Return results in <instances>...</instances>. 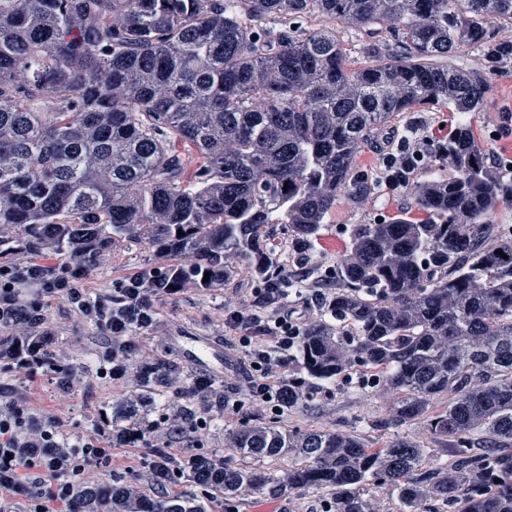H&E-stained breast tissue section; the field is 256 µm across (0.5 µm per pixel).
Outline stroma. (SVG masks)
I'll list each match as a JSON object with an SVG mask.
<instances>
[{"label":"stroma","mask_w":512,"mask_h":512,"mask_svg":"<svg viewBox=\"0 0 512 512\" xmlns=\"http://www.w3.org/2000/svg\"><path fill=\"white\" fill-rule=\"evenodd\" d=\"M488 76V105L471 120L474 135L485 155L496 156L500 164L512 163V133L498 131L496 120L503 108L512 109V66L491 67ZM458 113L444 108L415 109L404 113L396 125L375 134L357 155L354 166L365 183L364 192L343 198L327 218L317 240L307 247L310 261L303 277L290 279L284 303L298 320L313 322L320 316L319 309L310 307L313 283H336V265L349 246V230L354 224L388 222L403 217L415 223L425 222L427 216L413 204L411 190L396 194L389 192L380 181L383 168L382 151L387 141L418 127L421 135L432 142L447 139L458 124ZM153 250L132 240L115 245L96 267L87 271L84 282L91 297L111 294L116 280L139 273L153 264ZM260 284L248 274L226 280L224 285L211 290L186 288L178 295L158 304L159 318L164 329L161 337L141 341V347L153 363L161 365L174 376H199L203 370L181 359L174 344L176 336L194 334L223 344L227 356L234 362L233 375L211 374L210 379L225 397H233V386L246 368L241 354L233 344V333L224 327V300L233 298L240 306H250ZM44 312L58 327L55 349L65 351L78 361L89 364L101 353V330L94 323L77 319L69 304L53 299L46 302ZM381 371L363 365L353 366L347 376L309 384L307 395L288 414L276 416L263 404L254 403L234 417L211 416L198 442L173 443L175 456L196 453L205 449L223 456L226 465L238 463L237 456L225 453L224 439L241 423L243 416L256 422L332 427L354 431L376 448L382 447L395 432L388 422V410L393 402L385 390ZM122 390L112 387L99 376H87L83 388L73 394L61 393L53 376L30 374L0 365V404L26 400L35 414L58 416L69 420L74 435L91 436L102 413L111 411L115 401L124 400ZM326 495L306 491L278 497L250 492L234 505L235 512H325Z\"/></svg>","instance_id":"35a3bbf8"}]
</instances>
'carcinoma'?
Here are the masks:
<instances>
[{"instance_id":"cac0c4a2","label":"carcinoma","mask_w":512,"mask_h":512,"mask_svg":"<svg viewBox=\"0 0 512 512\" xmlns=\"http://www.w3.org/2000/svg\"><path fill=\"white\" fill-rule=\"evenodd\" d=\"M313 16L326 23L302 26ZM501 24L512 0H0V244L37 250L53 235L66 259L85 236L106 250L136 240L180 257L165 272L175 294L243 266L264 283L283 276L268 241L279 229L317 239L358 190L354 158L371 136L416 106L462 115L433 151L451 171L415 184L427 221L351 226L338 288L301 337L306 376L288 382L292 409L309 379L384 367L391 424L419 422L424 437L370 448L354 432L246 420L234 467L151 450L159 483L215 473L205 500L135 501L104 478L79 512H207L219 499L233 512L243 493L305 490L369 512L381 489L397 512H512V237L494 224L512 178L465 118L488 104L485 72L455 62L512 63L491 39ZM350 31L374 38L369 64L352 66ZM175 141L200 159L189 185ZM163 377L140 372L139 396ZM176 395L192 422L193 378ZM436 442L451 459L426 470Z\"/></svg>"}]
</instances>
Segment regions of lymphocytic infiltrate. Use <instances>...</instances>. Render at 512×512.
I'll return each mask as SVG.
<instances>
[{
	"mask_svg": "<svg viewBox=\"0 0 512 512\" xmlns=\"http://www.w3.org/2000/svg\"><path fill=\"white\" fill-rule=\"evenodd\" d=\"M426 146V140L414 135L400 138L396 150L383 162L382 181L388 190L399 192L409 185ZM56 253L49 243L31 256L0 263V326L11 330L8 347L0 346V360L13 361L26 371L45 368L46 353L57 335L54 324L42 313L43 301L62 299L102 328L107 343L105 375L114 385L132 387L135 376L126 358L134 344L131 331L138 328L159 334L156 304L168 297V288L159 279L147 281L137 274L117 282L112 298L92 303L84 298V267L59 259ZM277 296V290L264 288L257 294L255 311L248 314L227 307L225 324L233 330L244 329L242 342L249 349L255 373L241 383V399L231 403L215 394L209 378L197 377V397L204 412L236 414L248 401L271 404L278 413L287 407L283 356L296 346L301 327L288 311L274 309ZM130 440L129 432L107 430L73 443L61 418L39 419L25 403L14 402L0 412V491H25L28 512H50L52 501L72 506L77 483L91 482L95 468L111 463L113 449ZM47 477L53 483L44 494L40 486Z\"/></svg>",
	"mask_w": 512,
	"mask_h": 512,
	"instance_id": "1",
	"label": "lymphocytic infiltrate"
}]
</instances>
